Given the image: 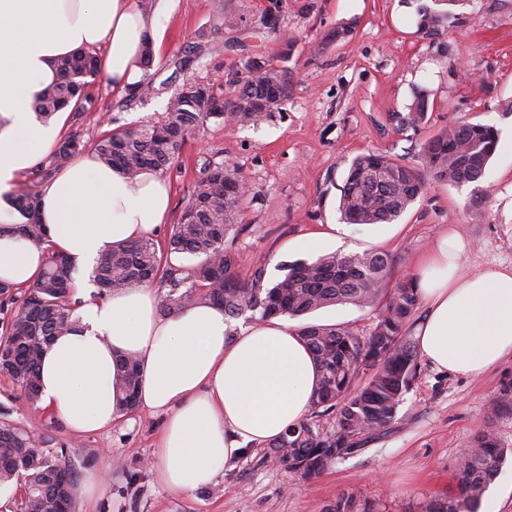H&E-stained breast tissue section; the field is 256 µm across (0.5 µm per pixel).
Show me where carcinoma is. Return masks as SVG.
<instances>
[{"label": "carcinoma", "mask_w": 512, "mask_h": 512, "mask_svg": "<svg viewBox=\"0 0 512 512\" xmlns=\"http://www.w3.org/2000/svg\"><path fill=\"white\" fill-rule=\"evenodd\" d=\"M468 0H434L418 9V31L439 37L448 31L449 7ZM248 75L238 81L232 114L238 124L260 122L287 96L284 75L264 57L248 62ZM98 74L97 59L80 51L60 59L58 82L38 97L37 118L48 121L66 107L78 117L94 104L90 87ZM428 97L416 92L403 124L422 125ZM224 119V102L215 85L188 80L174 93L161 118L146 124L117 128L95 142L69 133L34 171V177L10 195L9 202L24 218L14 232L42 245L46 228L37 222L39 187L70 158L90 151L128 178L144 171L166 172L186 137L210 120ZM498 130L488 124L467 123L443 128L420 147L417 163L402 162L383 152H368L350 164L341 187L339 210L347 224H392L419 199L429 181L453 186L478 184L497 152ZM242 178L237 170L206 158L194 189L164 245L142 239L103 254L92 272L99 295L160 280L167 288L160 305L170 314L211 302L230 318L262 321L274 316L300 317L319 309L351 304L375 312L368 335L341 325L306 324L298 328L317 365L319 381L309 413L271 443L272 454L288 473L311 478L326 467L363 450L389 432L397 420L403 394L417 374L411 319L418 305L412 278L393 281V259L367 250L341 255L327 253L285 267L278 280L266 281L265 267L242 280L238 256L225 238L241 223ZM201 258L192 268L176 266L170 255ZM76 268L71 259L48 252L37 283L27 289L21 305L0 333V375L20 389L34 405L40 401V369L46 343L79 324L74 315ZM141 368L132 356L119 358L117 376L122 390L119 411L139 409L137 394ZM368 376L359 386L360 375ZM0 413V429L15 438L0 443V486L24 482L30 491L25 512H76L68 491L77 489L72 466L36 447L27 431ZM330 426H325V423ZM506 451L486 431L477 433L459 459L458 494L434 500L426 512H480L486 489ZM326 512H371L353 495H342Z\"/></svg>", "instance_id": "obj_1"}]
</instances>
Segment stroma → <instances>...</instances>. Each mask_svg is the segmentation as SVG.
<instances>
[{
	"label": "stroma",
	"mask_w": 512,
	"mask_h": 512,
	"mask_svg": "<svg viewBox=\"0 0 512 512\" xmlns=\"http://www.w3.org/2000/svg\"><path fill=\"white\" fill-rule=\"evenodd\" d=\"M432 2L174 0L153 66L141 77L142 95L125 101L107 78L97 77L93 111L65 117L64 128L79 129L84 140L94 141L107 119L121 127L146 123L163 114L189 78L221 85L225 102H232L228 80L245 76L254 56L278 60L287 34L294 39L283 63L287 96L258 124L211 121L187 137L163 175L172 206L162 234H169L191 195L198 160L208 156L234 166L249 185L241 229L225 240L238 256L240 276L262 266L274 281L282 277L283 265L313 259L303 240L323 224L336 227L326 252H386L397 279L411 275L434 240L451 228L470 243L462 258L466 271L511 268L512 111L504 104L512 100V0H468L447 34L428 38L417 29L416 10ZM269 10L278 16L277 29L265 24ZM222 14L233 18V26L220 24ZM344 22L353 23L352 34L335 39L334 30ZM194 43L201 44L200 54L187 72H175L173 59ZM419 88L427 92L429 109L426 123L415 130L402 119ZM462 123L489 124L500 133L479 187L429 183L393 226L341 222L340 188L355 157L382 151L412 162L425 140ZM477 189L482 203L475 209L470 201ZM374 317L370 310L338 305L290 324H344L365 335ZM510 387L511 358L478 378L422 360L393 431L362 453L299 479L289 476L270 448L252 449L223 468L213 484L186 495L163 489L152 472L162 413L142 408L107 429L76 435L46 410L27 406L1 379L0 407L37 436L42 448L63 453L78 478L90 471L103 475L108 490L95 512H326L344 494L376 512H423L430 500L457 494L458 459L481 430L507 452L484 496L483 512H512V411L493 406Z\"/></svg>",
	"instance_id": "stroma-1"
}]
</instances>
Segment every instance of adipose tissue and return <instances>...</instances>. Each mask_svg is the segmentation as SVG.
<instances>
[{"label":"adipose tissue","instance_id":"obj_1","mask_svg":"<svg viewBox=\"0 0 512 512\" xmlns=\"http://www.w3.org/2000/svg\"><path fill=\"white\" fill-rule=\"evenodd\" d=\"M169 2L156 0L147 13L138 0H0V280L27 288L44 266L46 248L12 233L21 216L6 196L60 138L63 115L43 124L32 109L57 82V60L104 48L103 72L127 89L140 79L145 44L160 40ZM38 210L50 247L87 267L106 250L156 235L170 189L158 173L131 180L86 152L42 184ZM468 248L448 230L416 267L426 316L415 336L432 365L479 376L512 357V267L465 273ZM76 297L79 326L43 353L40 404L75 433L106 428L117 416L115 359L136 357L141 407L165 414L154 450L165 490L209 486L247 447L277 440L310 409L317 367L284 321L237 331L208 303L166 315L142 286L103 299L87 287Z\"/></svg>","mask_w":512,"mask_h":512}]
</instances>
